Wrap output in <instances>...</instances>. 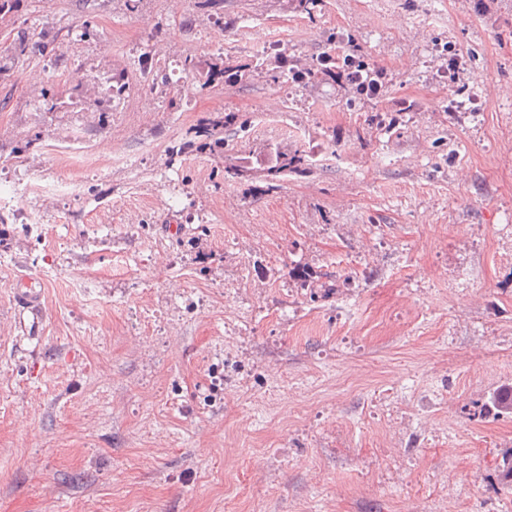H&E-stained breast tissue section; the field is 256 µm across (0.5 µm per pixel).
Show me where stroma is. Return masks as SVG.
<instances>
[{
  "mask_svg": "<svg viewBox=\"0 0 512 512\" xmlns=\"http://www.w3.org/2000/svg\"><path fill=\"white\" fill-rule=\"evenodd\" d=\"M253 24L311 76L258 70ZM332 33L381 96L315 71ZM2 59L0 512H512V0H0ZM273 97L295 136L255 122ZM110 139L133 168L26 192ZM284 148L275 191L224 175ZM21 285L22 288L18 290V296L24 306L18 317V328L24 336H31V334H38L42 322L41 292L33 285V279H26L21 282Z\"/></svg>",
  "mask_w": 512,
  "mask_h": 512,
  "instance_id": "obj_1",
  "label": "stroma"
}]
</instances>
